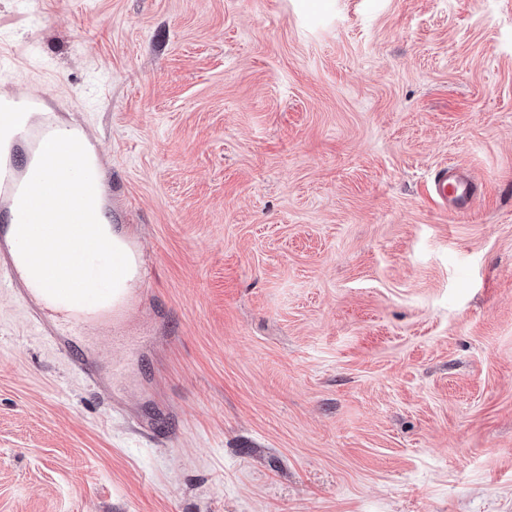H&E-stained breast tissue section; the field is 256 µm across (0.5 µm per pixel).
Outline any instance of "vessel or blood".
Masks as SVG:
<instances>
[{"instance_id": "vessel-or-blood-1", "label": "vessel or blood", "mask_w": 512, "mask_h": 512, "mask_svg": "<svg viewBox=\"0 0 512 512\" xmlns=\"http://www.w3.org/2000/svg\"><path fill=\"white\" fill-rule=\"evenodd\" d=\"M56 132L53 116L41 112L40 97L15 90L0 95V214L17 220L20 192L36 167L44 141ZM431 192L449 207L463 210L476 196L478 186L467 172L443 168L436 172ZM0 263L19 286L20 296L32 310H39L41 298L25 286L26 266L19 251L8 252Z\"/></svg>"}]
</instances>
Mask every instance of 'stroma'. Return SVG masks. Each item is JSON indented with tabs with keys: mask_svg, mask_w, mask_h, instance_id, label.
I'll list each match as a JSON object with an SVG mask.
<instances>
[{
	"mask_svg": "<svg viewBox=\"0 0 512 512\" xmlns=\"http://www.w3.org/2000/svg\"><path fill=\"white\" fill-rule=\"evenodd\" d=\"M0 51L149 264L66 345L0 270V512H512V0H0ZM69 135L76 136L82 142V144L84 145V147L87 151L89 160L93 159L95 161L97 167L100 168L101 173H99V176L95 180V188H96V196H99L102 200V212H103V209H104V206H103L104 179H103L102 168H101V156H100L98 147L94 141H92L91 139L86 137L83 134V132H81L80 130H78L76 132H72ZM431 192L449 207L465 210L477 195L478 186L467 172L459 168L444 167L436 172Z\"/></svg>",
	"mask_w": 512,
	"mask_h": 512,
	"instance_id": "35a3bbf8",
	"label": "stroma"
}]
</instances>
